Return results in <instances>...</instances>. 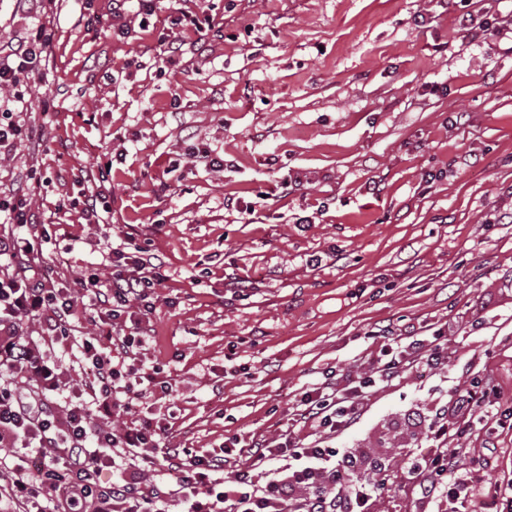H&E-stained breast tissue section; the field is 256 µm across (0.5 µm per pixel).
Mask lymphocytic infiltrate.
Segmentation results:
<instances>
[{"label": "lymphocytic infiltrate", "instance_id": "lymphocytic-infiltrate-1", "mask_svg": "<svg viewBox=\"0 0 512 512\" xmlns=\"http://www.w3.org/2000/svg\"><path fill=\"white\" fill-rule=\"evenodd\" d=\"M44 22L17 44L0 45V155L37 141L13 103L22 87L39 75L52 44L49 24L57 0H39ZM100 197H89L85 218L112 239L104 264L108 279L81 277L76 287H60L49 275L44 251L48 229H35L25 189L0 190V496L14 512H372L383 485L374 477L356 479L358 454L327 445L330 435L356 423L371 388L405 368L443 367L441 338L407 340L391 328L374 332L377 357L369 375L343 388L306 389L302 423L311 441H257L242 448L238 438L224 442V455L183 452L169 462L172 480L156 474V455L165 448L168 427L152 417L115 425L116 411L131 410L145 391L136 383V363L151 341L150 316L157 288L165 281L162 263L132 234L112 236V220L100 211ZM96 311L95 330L81 343L91 378L86 393L68 386L69 368L49 354L30 332L42 321L54 341L68 344L74 318ZM512 402L491 379L455 389L448 416L429 424L437 448L404 461L405 479L436 507L478 503L482 512H512V480L487 483L478 458L467 457L455 440L475 424H505ZM123 463L120 479L107 483L105 470ZM262 478H255V470Z\"/></svg>", "mask_w": 512, "mask_h": 512}]
</instances>
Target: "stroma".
Listing matches in <instances>:
<instances>
[{"mask_svg": "<svg viewBox=\"0 0 512 512\" xmlns=\"http://www.w3.org/2000/svg\"><path fill=\"white\" fill-rule=\"evenodd\" d=\"M174 6L196 0H161L153 30L122 38L99 22L111 0H60L47 78L25 90L44 142L0 159V186H28L59 282L97 269L108 247L82 214L90 188L114 231L164 262L141 359L174 386L152 412L197 455L296 429L302 392L328 369L339 384L369 371L370 332L446 328L445 368L373 388L330 441L389 464L374 512H412L400 465L432 448L422 421L477 377L512 396V38L459 36L512 16V0H472L469 22L435 0H210L213 30L184 33L158 69ZM40 18L37 0H0V44ZM202 143L218 167L190 162ZM33 166L42 183H27ZM285 180L290 194L261 199ZM237 279L249 289L235 300ZM460 445L484 456L485 477L512 472V431L481 423Z\"/></svg>", "mask_w": 512, "mask_h": 512, "instance_id": "35a3bbf8", "label": "stroma"}]
</instances>
